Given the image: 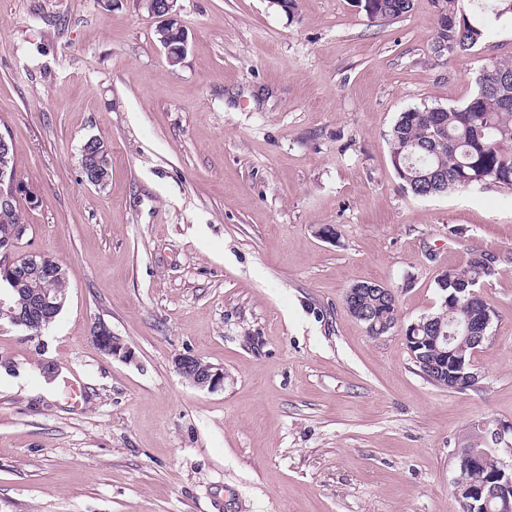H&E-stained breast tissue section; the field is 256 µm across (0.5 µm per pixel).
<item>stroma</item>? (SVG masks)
<instances>
[{"instance_id": "stroma-1", "label": "stroma", "mask_w": 512, "mask_h": 512, "mask_svg": "<svg viewBox=\"0 0 512 512\" xmlns=\"http://www.w3.org/2000/svg\"><path fill=\"white\" fill-rule=\"evenodd\" d=\"M297 2L177 0L173 67L143 0H0V134L39 199L14 253L68 283L41 335L0 322V512H460L472 434L512 465V194L414 196L388 141L400 112L460 105L485 59H512V23L438 57L431 0L389 22ZM91 137L103 188L81 174ZM472 250L497 258L496 316L477 385L453 391L404 331ZM359 281L394 290L390 333L349 313ZM99 322L132 361L101 352ZM186 352L223 386L182 378ZM179 374L199 389L213 390L224 384V370L191 354H179L174 360Z\"/></svg>"}]
</instances>
